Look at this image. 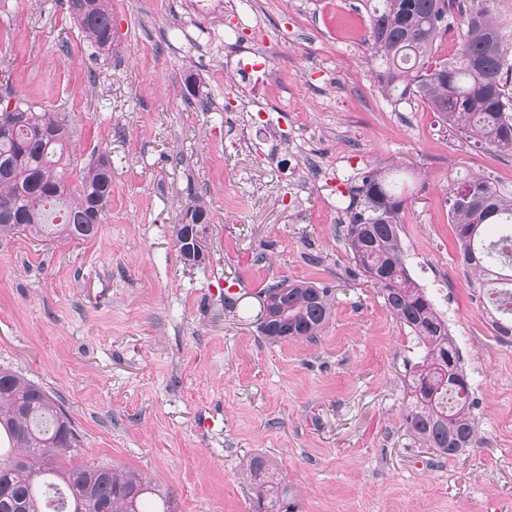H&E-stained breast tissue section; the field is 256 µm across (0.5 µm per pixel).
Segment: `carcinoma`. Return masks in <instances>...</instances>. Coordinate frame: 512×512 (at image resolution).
<instances>
[{
	"label": "carcinoma",
	"instance_id": "obj_1",
	"mask_svg": "<svg viewBox=\"0 0 512 512\" xmlns=\"http://www.w3.org/2000/svg\"><path fill=\"white\" fill-rule=\"evenodd\" d=\"M491 0H375L369 4L366 42L378 63L386 97L420 98L462 141L488 151L512 150V62L492 16ZM87 40L112 46L110 0H67ZM457 15L463 30L454 51L440 59L438 40ZM69 125L57 112L35 111L0 96V237L27 233L59 242L93 239L112 198V162L102 154L79 170L78 191L67 186ZM343 238L361 276L382 294L390 313L407 327L424 354L412 379L406 430L445 458L480 442L471 385L448 325L428 289L407 266L400 237L405 199L385 175L362 174L351 188ZM448 223L470 287L490 306L497 339L512 341V198L490 178L476 176L448 187ZM211 217L191 200L172 236L183 262L205 264ZM259 331L271 342L314 340L328 324L333 300L306 281L263 291ZM0 512H142L144 496L157 512H176L173 498L139 472L96 462H73L79 436L71 419L41 386L0 367ZM255 512H282L287 488L261 458L244 469Z\"/></svg>",
	"mask_w": 512,
	"mask_h": 512
}]
</instances>
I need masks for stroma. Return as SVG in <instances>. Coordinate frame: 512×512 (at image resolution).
<instances>
[{
  "label": "stroma",
  "mask_w": 512,
  "mask_h": 512,
  "mask_svg": "<svg viewBox=\"0 0 512 512\" xmlns=\"http://www.w3.org/2000/svg\"><path fill=\"white\" fill-rule=\"evenodd\" d=\"M111 8L103 52L65 0H0V95L66 115L69 186L112 160L95 238H0V366L59 401L79 460L145 473L178 512H253L239 469L255 457L294 512H512V342L467 281L445 203L477 174L512 196V151L460 144L417 97L382 96L363 0ZM246 47L277 55L259 94L237 73ZM372 168L403 192L406 261L471 384L481 443L454 459L408 435L420 348L342 240ZM193 197L210 259L188 268L170 228ZM299 280L329 290L332 319L314 341L268 343L260 294Z\"/></svg>",
  "instance_id": "35a3bbf8"
}]
</instances>
